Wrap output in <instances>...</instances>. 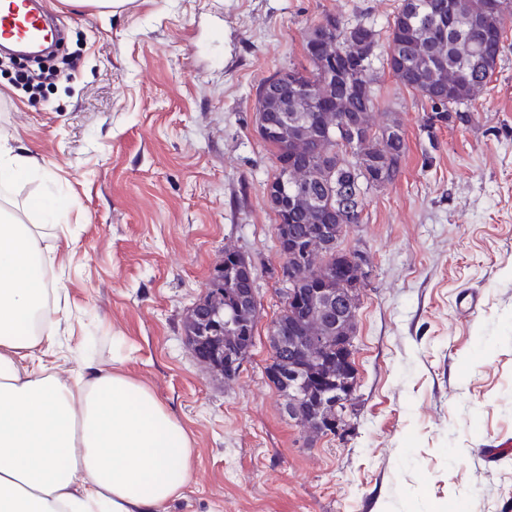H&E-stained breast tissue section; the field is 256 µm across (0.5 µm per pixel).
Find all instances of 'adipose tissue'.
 Masks as SVG:
<instances>
[{
	"label": "adipose tissue",
	"instance_id": "ef3b65f1",
	"mask_svg": "<svg viewBox=\"0 0 512 512\" xmlns=\"http://www.w3.org/2000/svg\"><path fill=\"white\" fill-rule=\"evenodd\" d=\"M42 235L0 211V512H163L191 477V442L124 372L56 375ZM35 311L44 327L25 329Z\"/></svg>",
	"mask_w": 512,
	"mask_h": 512
}]
</instances>
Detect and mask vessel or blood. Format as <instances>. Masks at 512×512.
Returning <instances> with one entry per match:
<instances>
[{
	"mask_svg": "<svg viewBox=\"0 0 512 512\" xmlns=\"http://www.w3.org/2000/svg\"><path fill=\"white\" fill-rule=\"evenodd\" d=\"M58 38L46 9L35 8L32 0H0L1 43L38 46Z\"/></svg>",
	"mask_w": 512,
	"mask_h": 512,
	"instance_id": "1",
	"label": "vessel or blood"
}]
</instances>
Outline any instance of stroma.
Returning <instances> with one entry per match:
<instances>
[{"mask_svg":"<svg viewBox=\"0 0 512 512\" xmlns=\"http://www.w3.org/2000/svg\"><path fill=\"white\" fill-rule=\"evenodd\" d=\"M400 3L44 0L67 65L36 94L0 68V137L39 164L0 202L39 205L44 245H68L47 267L57 371L124 369L186 429L192 476L165 512H512V29L490 91L431 139L425 100L375 68L373 120L397 113L407 152L341 242L372 267L350 430L307 440L265 374L281 256L257 90L305 66L324 15L382 35ZM228 244L254 259L259 301L231 381L184 332Z\"/></svg>","mask_w":512,"mask_h":512,"instance_id":"stroma-1","label":"stroma"}]
</instances>
